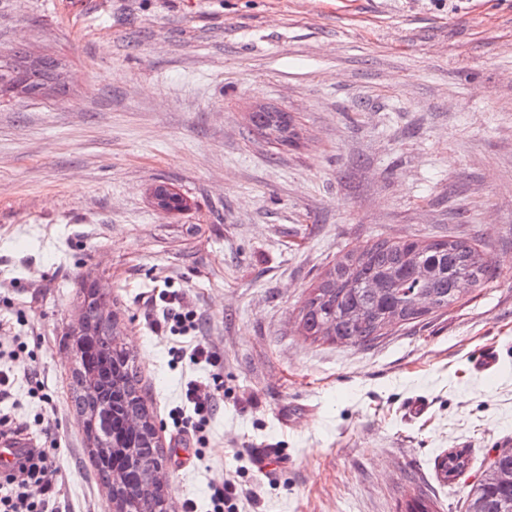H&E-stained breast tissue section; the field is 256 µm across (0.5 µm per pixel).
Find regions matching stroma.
Returning <instances> with one entry per match:
<instances>
[{"mask_svg":"<svg viewBox=\"0 0 512 512\" xmlns=\"http://www.w3.org/2000/svg\"><path fill=\"white\" fill-rule=\"evenodd\" d=\"M16 46L67 75L0 100V352L34 351L0 411L40 446L52 422L61 512L109 497L69 402L83 281L137 357L169 512L225 478L253 494L246 512H464L512 449V0H0V56ZM259 105L293 117L296 143L265 142ZM160 182L186 209L154 208ZM448 237L480 242L490 273L459 303L368 346L302 336L305 296L346 252ZM169 286L224 355L185 466L169 412L211 371L173 359L144 315ZM488 348L498 367L477 372ZM269 447L288 462L267 477L246 456ZM451 449L468 464L450 486ZM466 461L462 453L449 452L443 455L437 463L440 480L452 485L456 477L465 469Z\"/></svg>","mask_w":512,"mask_h":512,"instance_id":"obj_1","label":"stroma"}]
</instances>
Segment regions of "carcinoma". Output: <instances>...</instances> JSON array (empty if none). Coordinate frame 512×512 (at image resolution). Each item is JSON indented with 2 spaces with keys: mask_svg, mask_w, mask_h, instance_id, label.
Listing matches in <instances>:
<instances>
[{
  "mask_svg": "<svg viewBox=\"0 0 512 512\" xmlns=\"http://www.w3.org/2000/svg\"><path fill=\"white\" fill-rule=\"evenodd\" d=\"M25 49L13 50L0 62V99L43 92L47 79L61 75L62 63L47 59L43 68L21 64ZM290 117L259 111L252 123L266 139L286 143ZM479 245L455 239L427 242L379 240L329 267L309 291L299 310L303 336L344 345L363 346L397 327L448 310L488 279ZM373 278L388 279L387 292L373 298L365 288ZM83 327L89 335L72 345L69 382L72 409L83 418L84 444L101 484L120 493L127 512H165L167 491L148 483L145 472L131 467L164 462L153 411L144 394L135 355L110 333L117 321L103 316L100 297L79 288ZM426 297L428 307H418ZM128 416L142 420V429L127 433ZM462 454L450 452L437 463L440 480L453 484L465 469ZM512 450L491 460L466 496L465 512H512Z\"/></svg>",
  "mask_w": 512,
  "mask_h": 512,
  "instance_id": "cac0c4a2",
  "label": "carcinoma"
}]
</instances>
